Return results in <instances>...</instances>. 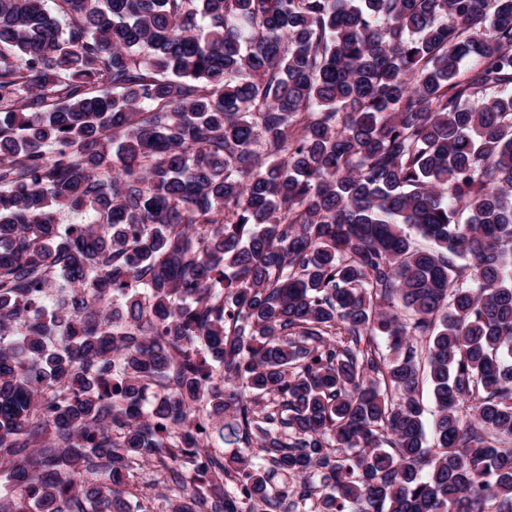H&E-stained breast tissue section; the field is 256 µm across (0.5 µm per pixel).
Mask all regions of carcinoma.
Here are the masks:
<instances>
[{
  "mask_svg": "<svg viewBox=\"0 0 512 512\" xmlns=\"http://www.w3.org/2000/svg\"><path fill=\"white\" fill-rule=\"evenodd\" d=\"M147 464L512 512V0H0V512Z\"/></svg>",
  "mask_w": 512,
  "mask_h": 512,
  "instance_id": "cac0c4a2",
  "label": "carcinoma"
}]
</instances>
